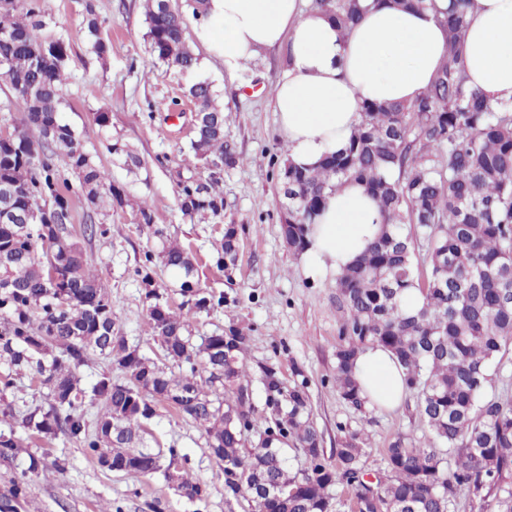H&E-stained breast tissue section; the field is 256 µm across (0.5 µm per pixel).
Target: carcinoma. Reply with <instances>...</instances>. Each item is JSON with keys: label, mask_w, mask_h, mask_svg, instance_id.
Instances as JSON below:
<instances>
[{"label": "carcinoma", "mask_w": 512, "mask_h": 512, "mask_svg": "<svg viewBox=\"0 0 512 512\" xmlns=\"http://www.w3.org/2000/svg\"><path fill=\"white\" fill-rule=\"evenodd\" d=\"M470 3L452 0L441 19L448 55L416 99L365 102L364 119L343 150L313 169L288 163L281 172L288 185L282 235L298 253L327 197L346 181L363 183L383 217L381 236L336 278L344 319L332 381L348 405L365 409L356 358L368 345L387 348L405 370L407 389L416 393L428 435L419 446L392 442L384 470L373 473L359 431H345L340 448L330 453L322 448L307 381L287 388L272 366L261 370L265 428L252 439L253 389L240 360L248 337L235 326L197 343L188 316L156 304L149 326L171 366L151 364L123 342L100 344L114 337L112 305L107 283L90 269L69 229L72 187L66 174L78 178V195L90 208L104 196L120 206L124 193L59 118L70 44L46 31L43 0H0V77L13 92L10 105L24 113L22 126L0 141V187H13L18 213L49 212L27 233L18 224H0V265H9L15 285L0 293V359L32 371L51 399L48 410L25 415L23 426L38 434L61 432L100 464L148 476L162 470L164 457L176 462L177 454L145 444L148 416L139 406L165 402L200 428L210 454L224 466L225 493L247 501L250 512H342L346 503L332 493L340 487L361 504L360 512H452L463 491L494 492L496 512H512V398L486 395L490 365L512 341V106H494L467 86L461 45ZM312 6L344 32L362 16L360 0H313ZM144 8L154 57L193 69L198 58L187 43L178 0H145ZM82 29L91 49L105 55L93 0H87ZM36 55L45 63L35 70ZM189 95L203 113L191 143L195 156L214 168L236 166L239 157L224 141V113L212 84L199 81ZM104 147L129 172L144 168L120 141L108 136ZM178 187L184 215L223 214L220 192L190 178ZM407 224L417 225L428 241L423 282L412 238L404 233ZM238 249V225H224L217 264L234 267ZM156 258L179 274L180 286L194 278L188 253L165 245L157 254L144 253V281H151ZM59 269L63 280L51 290L46 275ZM412 289L421 296L414 310L405 303ZM217 347L224 348L218 373L211 362ZM94 351L109 356L126 380L103 377L93 385L92 430L83 399L70 392H82L78 371ZM185 365L189 372H174ZM290 442L304 455L295 471L284 456ZM450 452L458 456L453 469L444 465ZM264 485L283 492L263 496Z\"/></svg>", "instance_id": "obj_1"}]
</instances>
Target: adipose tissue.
I'll return each instance as SVG.
<instances>
[{"mask_svg":"<svg viewBox=\"0 0 512 512\" xmlns=\"http://www.w3.org/2000/svg\"><path fill=\"white\" fill-rule=\"evenodd\" d=\"M398 10L387 0H363L350 34L300 0H208L193 34L236 74L264 49L286 46L288 67L273 86L274 110L288 159L316 166L341 150L363 116L364 101L408 102L425 90L446 51L447 32L437 13ZM463 50L468 86L495 103L512 104V0H475ZM383 220L358 182L330 194L307 238L302 263L310 279L338 273L375 240ZM355 375L365 396L381 408L406 394L396 357L379 345L359 353Z\"/></svg>","mask_w":512,"mask_h":512,"instance_id":"1","label":"adipose tissue"}]
</instances>
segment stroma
Listing matches in <instances>:
<instances>
[{
  "label": "stroma",
  "instance_id": "stroma-1",
  "mask_svg": "<svg viewBox=\"0 0 512 512\" xmlns=\"http://www.w3.org/2000/svg\"><path fill=\"white\" fill-rule=\"evenodd\" d=\"M90 0H45L50 30L70 42L65 63L67 80L61 91L60 118L80 137L85 149L107 171L110 180L126 192L124 205L110 202L98 210L75 206L73 229L104 225L106 235L81 239L92 269L109 285L115 328L130 347L151 361L162 351L148 324L150 288L163 293L171 310L185 298L174 288V276L155 267L151 281L137 270L146 250L178 244L192 252L202 294L223 296L222 306L196 312L193 333L208 336L237 326L249 337L243 365L251 379L253 402L263 409L260 384L263 366H274L284 382L306 376L313 420L326 449L337 447L340 428L368 437L366 464L378 471L385 450L396 439L417 445L426 426L414 395H406L393 410L369 408L359 412L340 397L329 377L342 313L336 307V277L311 280L300 254L288 248L282 236L285 203L279 179L287 161V147L279 133L272 91L286 68V49L262 51L240 72L228 75L223 63L201 44L194 70L183 71L156 60L145 38L143 0H91L102 21L101 36L108 43L105 56L91 52L78 32ZM199 80L212 83L224 108V138L240 157L219 178L190 149L196 108L187 96ZM106 108L113 138L132 147L146 163L131 176L106 153L103 135L94 117ZM215 183L224 196V217L213 221L184 216L177 201L179 178ZM150 220H143V213ZM238 225L240 248L237 268L225 274L216 264L224 227ZM10 388L0 390V409L12 407L13 417L0 418V433L18 443L11 463H0V494L13 482L26 486L23 512H244L227 500L224 475L212 461L197 425L166 403L156 405L148 428L161 448H176L186 466L203 485V499H190L171 488L162 473L148 476L115 472L100 466L79 444L63 434L37 436L24 428L22 412L48 408L47 391L30 372H10L0 365V379ZM64 472H56V464Z\"/></svg>",
  "mask_w": 512,
  "mask_h": 512
}]
</instances>
